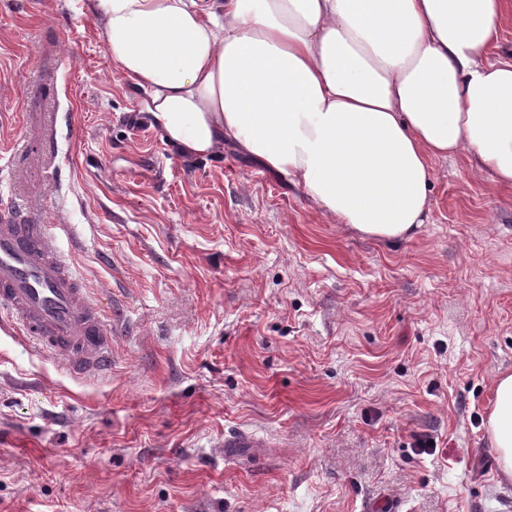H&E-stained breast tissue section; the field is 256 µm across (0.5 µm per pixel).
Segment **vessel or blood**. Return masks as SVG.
Segmentation results:
<instances>
[{"label": "vessel or blood", "mask_w": 512, "mask_h": 512, "mask_svg": "<svg viewBox=\"0 0 512 512\" xmlns=\"http://www.w3.org/2000/svg\"><path fill=\"white\" fill-rule=\"evenodd\" d=\"M0 321L49 353L70 374L112 367V336L101 307L74 275L50 225L0 219Z\"/></svg>", "instance_id": "vessel-or-blood-1"}]
</instances>
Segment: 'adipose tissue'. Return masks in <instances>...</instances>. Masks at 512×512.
Segmentation results:
<instances>
[{
  "label": "adipose tissue",
  "instance_id": "1",
  "mask_svg": "<svg viewBox=\"0 0 512 512\" xmlns=\"http://www.w3.org/2000/svg\"><path fill=\"white\" fill-rule=\"evenodd\" d=\"M112 66L185 156L232 140L356 234L411 240L434 159L512 185V0H87ZM512 478V374L486 420Z\"/></svg>",
  "mask_w": 512,
  "mask_h": 512
}]
</instances>
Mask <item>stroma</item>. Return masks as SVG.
<instances>
[{
  "instance_id": "1",
  "label": "stroma",
  "mask_w": 512,
  "mask_h": 512,
  "mask_svg": "<svg viewBox=\"0 0 512 512\" xmlns=\"http://www.w3.org/2000/svg\"><path fill=\"white\" fill-rule=\"evenodd\" d=\"M144 98L86 0H0V214L71 225L112 334L75 377L0 330V512H512V187L434 160L416 237L364 238L232 143L180 156ZM486 430L495 448L500 471L512 478V374L500 375L495 399L486 420Z\"/></svg>"
}]
</instances>
